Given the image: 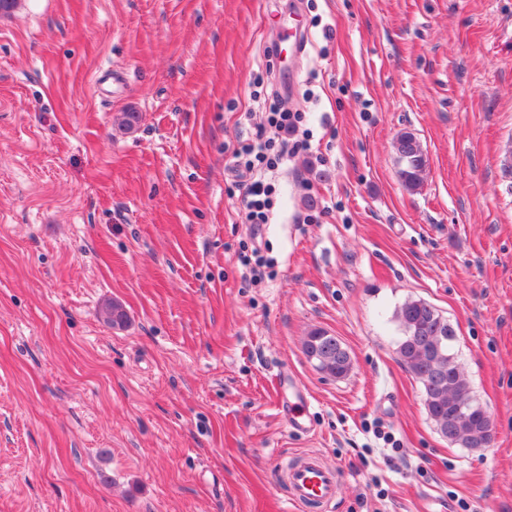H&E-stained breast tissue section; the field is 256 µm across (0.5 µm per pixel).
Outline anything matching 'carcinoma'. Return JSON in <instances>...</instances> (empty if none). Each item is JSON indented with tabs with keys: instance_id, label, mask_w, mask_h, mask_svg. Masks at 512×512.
Instances as JSON below:
<instances>
[{
	"instance_id": "cac0c4a2",
	"label": "carcinoma",
	"mask_w": 512,
	"mask_h": 512,
	"mask_svg": "<svg viewBox=\"0 0 512 512\" xmlns=\"http://www.w3.org/2000/svg\"><path fill=\"white\" fill-rule=\"evenodd\" d=\"M393 147L400 163L399 178L403 186L416 191L424 182L427 156L419 139L411 132H402ZM103 321L116 328L127 322V315L118 303H109L101 311ZM439 311L421 299L405 301L395 311L402 331L396 354L404 367L422 386L425 410L450 423L453 443L467 447L482 446L479 433L485 422L480 403L464 418H449L448 407L464 404L471 399L468 380L451 353L455 330L449 322L439 323ZM445 367L447 377L442 385L424 383L421 375L434 366Z\"/></svg>"
}]
</instances>
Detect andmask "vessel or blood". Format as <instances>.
<instances>
[{
  "label": "vessel or blood",
  "instance_id": "vessel-or-blood-1",
  "mask_svg": "<svg viewBox=\"0 0 512 512\" xmlns=\"http://www.w3.org/2000/svg\"><path fill=\"white\" fill-rule=\"evenodd\" d=\"M285 483L290 502L298 508L325 505L336 496L337 473L319 457L306 455L289 468Z\"/></svg>",
  "mask_w": 512,
  "mask_h": 512
}]
</instances>
